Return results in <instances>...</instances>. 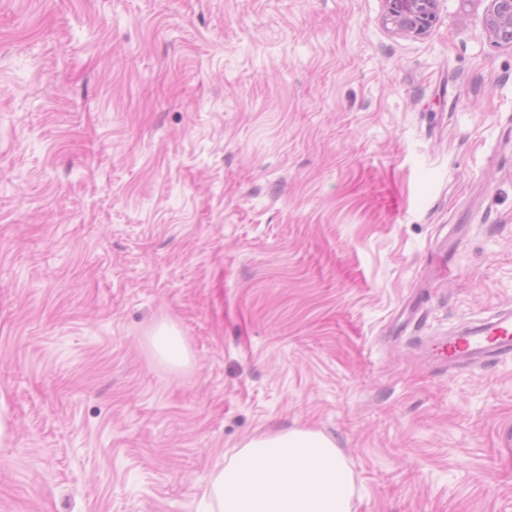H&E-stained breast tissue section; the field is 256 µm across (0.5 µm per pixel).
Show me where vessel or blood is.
Instances as JSON below:
<instances>
[{
    "mask_svg": "<svg viewBox=\"0 0 512 512\" xmlns=\"http://www.w3.org/2000/svg\"><path fill=\"white\" fill-rule=\"evenodd\" d=\"M433 361L446 368L483 366L512 357V308L497 311L433 346Z\"/></svg>",
    "mask_w": 512,
    "mask_h": 512,
    "instance_id": "vessel-or-blood-1",
    "label": "vessel or blood"
}]
</instances>
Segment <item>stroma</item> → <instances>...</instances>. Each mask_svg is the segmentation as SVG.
<instances>
[{
    "label": "stroma",
    "mask_w": 512,
    "mask_h": 512,
    "mask_svg": "<svg viewBox=\"0 0 512 512\" xmlns=\"http://www.w3.org/2000/svg\"><path fill=\"white\" fill-rule=\"evenodd\" d=\"M489 6L0 0V512H197L294 427L353 512H512V359L425 360L512 304ZM439 0H385L384 20L395 30L427 35L436 20ZM150 343L156 355L173 367H180L188 360L187 349L175 325L162 323L150 334Z\"/></svg>",
    "instance_id": "stroma-1"
}]
</instances>
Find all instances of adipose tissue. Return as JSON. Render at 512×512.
<instances>
[{
    "label": "adipose tissue",
    "mask_w": 512,
    "mask_h": 512,
    "mask_svg": "<svg viewBox=\"0 0 512 512\" xmlns=\"http://www.w3.org/2000/svg\"><path fill=\"white\" fill-rule=\"evenodd\" d=\"M354 474L328 436L304 428L252 437L201 491L198 512H352Z\"/></svg>",
    "instance_id": "1"
}]
</instances>
